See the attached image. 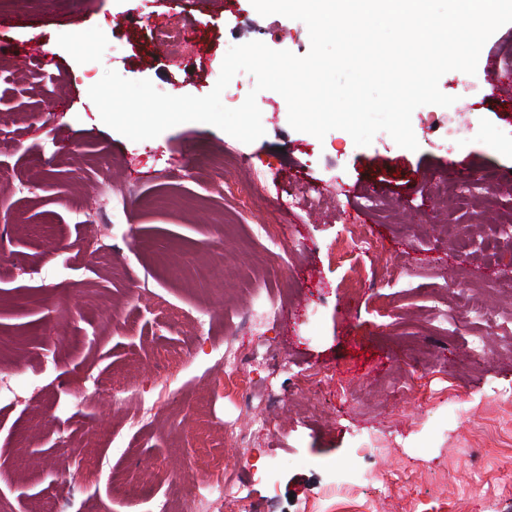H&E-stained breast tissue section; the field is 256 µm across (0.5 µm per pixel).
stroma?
Masks as SVG:
<instances>
[{"mask_svg": "<svg viewBox=\"0 0 512 512\" xmlns=\"http://www.w3.org/2000/svg\"><path fill=\"white\" fill-rule=\"evenodd\" d=\"M147 22L129 41L128 20ZM196 25L209 49L177 58L150 30ZM38 43L59 66L0 53V380L21 405L0 400V502L9 512H146L128 479L162 496L172 486L208 512H322L325 488L367 470L405 471L407 486L377 498L360 486L355 512H512V247L484 243L497 212H512V121L477 100L448 141V108L418 107V150L388 133L356 146L345 131L324 139L288 123L284 98L261 91L263 137L243 143L187 122L134 142L103 125L88 96L105 70L150 80L163 93L204 96L224 45L260 41L302 56L306 25L262 16L251 0H0V46ZM233 155L224 174L208 160ZM481 183L449 223L474 227L466 252L429 221L426 187ZM129 189L125 208L87 219L103 180ZM326 193L309 213L299 184ZM415 187L402 194L403 184ZM383 210H363L366 196ZM272 224L295 243L274 258L257 230ZM363 225L371 248L349 237ZM112 246L97 256L98 243ZM224 279L210 281L213 266ZM393 270L372 284L371 274ZM481 289L496 327L456 313L450 280ZM388 316L376 312L379 301ZM275 305L277 319L262 309ZM486 338L482 358L469 338ZM269 353L243 361L239 379L216 363L227 345ZM420 389L391 395L404 373ZM159 407L131 426L123 400ZM464 402L462 414L451 405ZM269 417L275 425L255 429ZM251 432L240 448L232 426ZM375 436L382 454L356 446ZM231 475L234 502L209 492Z\"/></svg>", "mask_w": 512, "mask_h": 512, "instance_id": "35a3bbf8", "label": "stroma"}]
</instances>
